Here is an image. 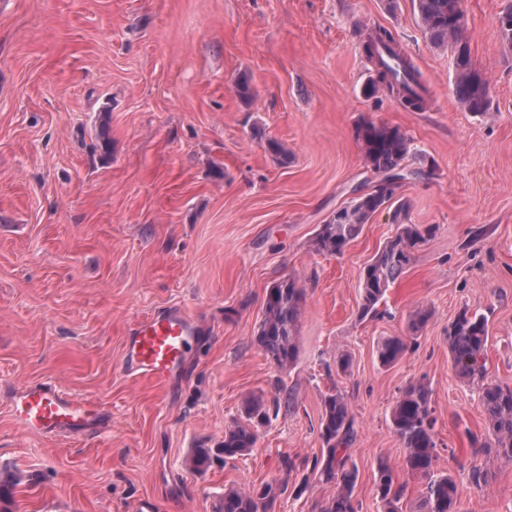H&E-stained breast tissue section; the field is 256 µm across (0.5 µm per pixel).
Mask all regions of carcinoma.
Masks as SVG:
<instances>
[{
    "label": "carcinoma",
    "instance_id": "obj_1",
    "mask_svg": "<svg viewBox=\"0 0 512 512\" xmlns=\"http://www.w3.org/2000/svg\"><path fill=\"white\" fill-rule=\"evenodd\" d=\"M417 8L432 44L450 46L453 57L459 58L454 83L457 100L470 112L489 111L488 82L471 61L461 0H417ZM363 51L376 63L375 77L363 88L365 97L376 98L383 90L396 91L407 107L417 111L425 108V90L419 74L390 31L379 29L378 39L372 44H363ZM355 134L367 167L379 181L370 192L336 210L326 223L319 225L313 248L321 254H342L374 214L389 204H396L394 217L400 222L395 236L367 261L360 274L359 316L377 318L385 314L379 309V303L387 288L404 272L414 251L427 241L434 228L403 222L409 203L396 196L400 184L388 180L389 176L405 170V160L411 153V143L405 133L397 127L363 119L356 125ZM304 299V288L290 277L274 283L266 294L255 343L281 372L288 370L298 354L297 325ZM488 339L487 318L463 308L448 326V354L460 379L480 385L485 436L470 435L472 447L486 451L487 439L492 437L498 453L512 461V385L487 377ZM407 349L404 337L388 336L378 342L376 354L380 364L390 366L402 358ZM272 407L278 408V402L270 406L261 399L246 400V421L226 426L224 439L215 444L203 443L190 449L185 458L186 466L196 473H204L217 463L251 453L258 440V429L268 422ZM390 424L405 448V455L400 472L384 460L378 462L375 484L384 512H401L400 503L407 491L404 474L424 481V512H460L456 482L451 476L434 471L436 419L428 383L418 380L401 391L391 409ZM319 431L321 456L309 459L285 455L281 458V470L287 474L299 469L306 471L305 487L312 480L336 485V494L325 501L321 512H359L360 504L354 497L357 470L349 464L347 455L355 435V420L347 395L342 391L335 389L324 396ZM22 481L19 472L0 469V512H12L13 491ZM287 488L285 480L267 481L247 489L229 487L218 496L214 512H271Z\"/></svg>",
    "mask_w": 512,
    "mask_h": 512
}]
</instances>
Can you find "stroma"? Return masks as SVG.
<instances>
[{"label": "stroma", "instance_id": "obj_1", "mask_svg": "<svg viewBox=\"0 0 512 512\" xmlns=\"http://www.w3.org/2000/svg\"><path fill=\"white\" fill-rule=\"evenodd\" d=\"M505 0H462L471 60L492 107L454 94L448 49L431 44L414 0H0V466L23 472L13 512H213L229 485L281 477L284 455L322 448V400L345 391L361 512H383L376 465L401 468L390 428L400 391L424 380L437 419L435 473L455 478L463 512H512V463L473 452L476 387L455 375L448 325L485 315L490 379L512 382V46ZM390 29L420 72L425 110L362 88L366 31ZM248 75L255 93L236 91ZM108 119L112 152L98 147ZM398 127L415 151L398 191L431 238L388 288L385 317L360 319V271L397 229L378 211L342 255L313 250L331 213L375 176L360 120ZM291 153L280 166L267 140ZM431 174H423L425 163ZM223 178H213L214 167ZM305 290L294 365L278 372L253 341L267 289ZM432 310L407 353L376 347ZM180 309L198 324L176 377L131 375L138 322ZM350 367L336 369L339 354ZM53 382L96 404L106 429L39 438L12 419L14 388ZM284 400L253 451L206 473L185 457L244 421L247 398ZM489 471L476 486L473 469ZM274 512H319L336 487L312 483ZM407 349L404 336H388L378 342L376 354L380 364L390 366L402 358Z\"/></svg>", "mask_w": 512, "mask_h": 512}]
</instances>
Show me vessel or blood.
Masks as SVG:
<instances>
[{"instance_id":"obj_1","label":"vessel or blood","mask_w":512,"mask_h":512,"mask_svg":"<svg viewBox=\"0 0 512 512\" xmlns=\"http://www.w3.org/2000/svg\"><path fill=\"white\" fill-rule=\"evenodd\" d=\"M197 331L191 316L180 310L150 317L140 322L129 336L125 363L132 373L158 385L167 384ZM11 409L17 428L39 437L90 428L99 419V412L92 404L73 398L51 382L17 388Z\"/></svg>"}]
</instances>
